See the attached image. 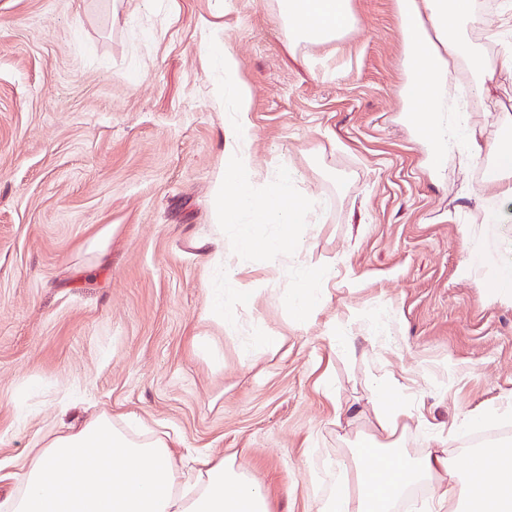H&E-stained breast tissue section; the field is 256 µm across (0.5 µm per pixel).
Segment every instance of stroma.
Returning <instances> with one entry per match:
<instances>
[{
    "label": "stroma",
    "mask_w": 512,
    "mask_h": 512,
    "mask_svg": "<svg viewBox=\"0 0 512 512\" xmlns=\"http://www.w3.org/2000/svg\"><path fill=\"white\" fill-rule=\"evenodd\" d=\"M351 7L342 39L293 46L275 0H0L1 461L105 412L167 433L187 481L196 457L232 454L273 512H310L313 470L370 431L382 373L423 421L409 452L437 436L462 462L512 439V416L454 431L512 395V293L493 286L512 223H483L471 193L492 163L457 149L432 167L401 93L398 0ZM213 22L251 88L258 168L281 162L319 201L299 234L336 276L310 323L286 302L296 269L258 251L237 323L209 315L232 299L202 247L229 116ZM468 33L497 68L466 125L497 138L512 35Z\"/></svg>",
    "instance_id": "obj_1"
}]
</instances>
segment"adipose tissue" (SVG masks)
Instances as JSON below:
<instances>
[{"instance_id":"1","label":"adipose tissue","mask_w":512,"mask_h":512,"mask_svg":"<svg viewBox=\"0 0 512 512\" xmlns=\"http://www.w3.org/2000/svg\"><path fill=\"white\" fill-rule=\"evenodd\" d=\"M277 4L294 44L335 42L354 23L351 0ZM403 5L407 20H428L435 32L425 39V51L405 90L417 108L414 122L432 130L438 147L463 146L474 161L492 158L495 192L488 197L479 187L475 195L489 199L486 223H506L512 219V145L480 139L448 119L451 68L467 67L478 95L494 78L479 45L467 34L468 25L479 21L473 0H403ZM214 47L232 113L224 124V174L212 191L213 221L233 224L246 212L253 223L279 227L276 237L262 241L245 228L232 245L220 236L206 243L209 265L223 268L232 294L246 304L255 292L241 277L247 255L262 249L268 267L275 269L284 255L303 254L297 230L306 208L290 194L293 173L273 172L259 179L250 150V88L224 41L215 40ZM333 275L332 266L303 264L300 284L288 295V306L299 320L318 317ZM372 392L373 431L350 449L348 460L326 464L331 485L313 500V512H393L395 503L420 484L444 490L449 512H512V446L485 443L469 452L463 466L435 451L408 455L402 445L409 408L388 378H376ZM8 476L17 492L0 503V512H272L265 489L235 457L205 461L198 479L183 484L164 438L131 435L104 412L47 436L41 447L13 464Z\"/></svg>"}]
</instances>
